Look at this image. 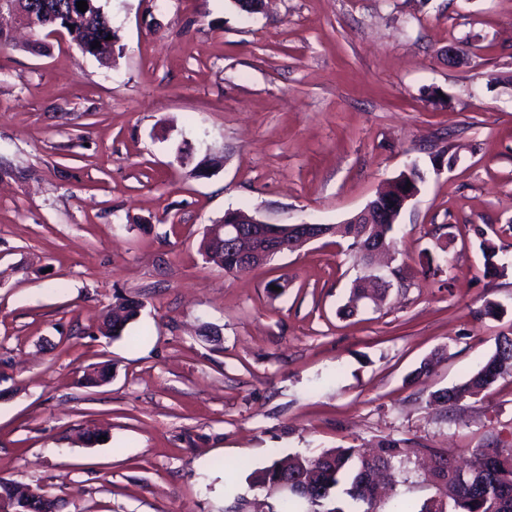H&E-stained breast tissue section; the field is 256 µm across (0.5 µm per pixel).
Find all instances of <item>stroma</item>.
Segmentation results:
<instances>
[{"label": "stroma", "mask_w": 512, "mask_h": 512, "mask_svg": "<svg viewBox=\"0 0 512 512\" xmlns=\"http://www.w3.org/2000/svg\"><path fill=\"white\" fill-rule=\"evenodd\" d=\"M101 2L113 63L37 29L0 48V477L63 512H224L275 452L511 441L512 377L429 396L512 336V0ZM413 159L389 263L333 235L238 274L204 259L225 211L340 224ZM362 276L384 301L342 315ZM121 297L141 314L102 336Z\"/></svg>", "instance_id": "obj_1"}]
</instances>
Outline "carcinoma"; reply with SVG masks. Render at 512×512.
I'll return each instance as SVG.
<instances>
[{
    "label": "carcinoma",
    "mask_w": 512,
    "mask_h": 512,
    "mask_svg": "<svg viewBox=\"0 0 512 512\" xmlns=\"http://www.w3.org/2000/svg\"><path fill=\"white\" fill-rule=\"evenodd\" d=\"M76 0H18L26 12L49 26L71 22L73 42L83 53L92 54V43L110 36L118 40L112 20L100 0H88V9L76 10ZM352 245L364 249L371 240L384 239L392 244V224L380 229L365 224L326 226ZM207 261L224 267L227 273L238 271V263L229 251L218 252L204 243ZM143 302L125 298L116 302L104 321L107 335L117 338L137 318ZM512 374V336L496 339L495 350L485 364L465 383L434 391L436 403H457L478 396L504 375ZM420 452L404 440L384 438L374 452L365 456L354 447L331 448L317 455L295 454L274 459L249 475V484L265 492L270 499L267 512H382L375 489L377 475L396 469ZM431 466L425 481L434 490L419 512H512V446L502 448L491 443L469 451L470 459L460 465L444 453L430 448ZM288 480V489H279V481Z\"/></svg>",
    "instance_id": "1"
}]
</instances>
